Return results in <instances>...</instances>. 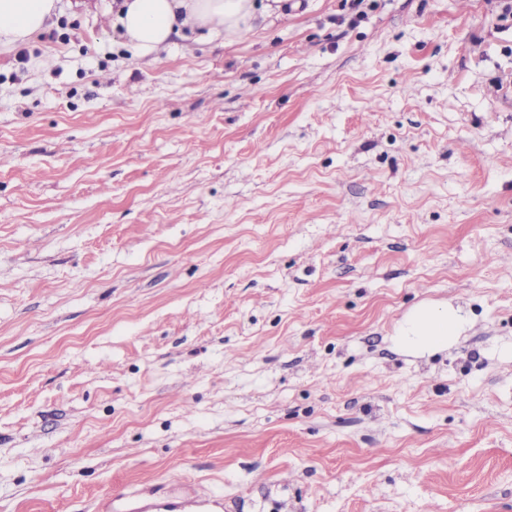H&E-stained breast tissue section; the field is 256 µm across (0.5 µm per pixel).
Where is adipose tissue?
Listing matches in <instances>:
<instances>
[{
  "label": "adipose tissue",
  "instance_id": "adipose-tissue-1",
  "mask_svg": "<svg viewBox=\"0 0 512 512\" xmlns=\"http://www.w3.org/2000/svg\"><path fill=\"white\" fill-rule=\"evenodd\" d=\"M56 8V0H0V47L29 43ZM254 17L253 0H122L115 23L128 44L147 55L181 29L206 28L230 38L248 30ZM463 325L459 310L425 304L404 317L395 340L409 353L434 352L455 343Z\"/></svg>",
  "mask_w": 512,
  "mask_h": 512
}]
</instances>
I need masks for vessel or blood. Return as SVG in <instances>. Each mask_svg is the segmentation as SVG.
<instances>
[{
	"mask_svg": "<svg viewBox=\"0 0 512 512\" xmlns=\"http://www.w3.org/2000/svg\"><path fill=\"white\" fill-rule=\"evenodd\" d=\"M103 512H224L222 496L193 488L174 491L163 485L120 490L102 502Z\"/></svg>",
	"mask_w": 512,
	"mask_h": 512,
	"instance_id": "vessel-or-blood-1",
	"label": "vessel or blood"
}]
</instances>
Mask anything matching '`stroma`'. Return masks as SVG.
<instances>
[{"label":"stroma","instance_id":"1","mask_svg":"<svg viewBox=\"0 0 512 512\" xmlns=\"http://www.w3.org/2000/svg\"><path fill=\"white\" fill-rule=\"evenodd\" d=\"M115 13L0 49V512H512V0ZM253 0H122L115 24L141 55L152 53L184 28L224 31L231 38L250 29ZM463 325V316L452 306L425 304L404 317L395 340L409 353L434 352L455 343ZM104 512H223L224 497L193 488L174 491L161 484L130 492L122 489L102 501Z\"/></svg>","mask_w":512,"mask_h":512}]
</instances>
